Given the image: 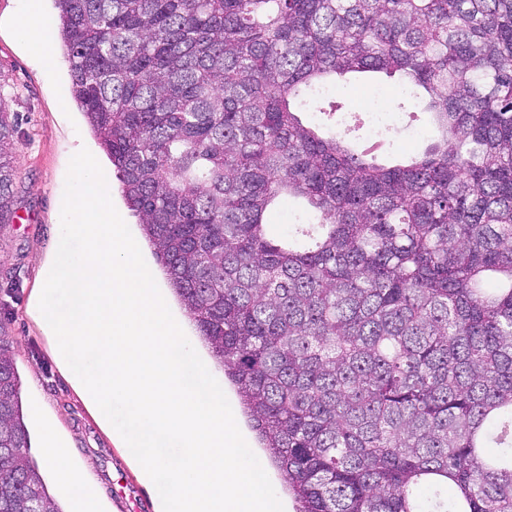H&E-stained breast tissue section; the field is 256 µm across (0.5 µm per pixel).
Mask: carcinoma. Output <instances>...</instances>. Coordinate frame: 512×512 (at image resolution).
Wrapping results in <instances>:
<instances>
[{
	"label": "carcinoma",
	"instance_id": "carcinoma-1",
	"mask_svg": "<svg viewBox=\"0 0 512 512\" xmlns=\"http://www.w3.org/2000/svg\"><path fill=\"white\" fill-rule=\"evenodd\" d=\"M73 95L295 512H512V0H55ZM428 95L406 165L302 122ZM17 114L0 104V224ZM283 197L308 222L266 227ZM0 326V512H64ZM376 75L374 80L350 77L346 81L338 82L336 87L330 88L332 90L327 96L342 107L333 119L321 112H304L301 118L304 122L321 125L323 128L331 127L337 134L359 144L364 139L368 127L369 112L387 113L391 117L392 125L386 122L382 127V136L387 139L386 149L378 155L377 161L384 165L403 163L421 154L436 138L437 132L428 112H412L415 111L412 104H405V107L401 108L402 86L397 77ZM375 88L380 90L376 92ZM340 115L346 119V125L342 127H338L335 122ZM407 123L423 126L426 130L425 138L411 135L406 130Z\"/></svg>",
	"mask_w": 512,
	"mask_h": 512
}]
</instances>
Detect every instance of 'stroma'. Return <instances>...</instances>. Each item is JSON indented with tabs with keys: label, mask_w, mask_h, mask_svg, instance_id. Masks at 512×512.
I'll list each match as a JSON object with an SVG mask.
<instances>
[{
	"label": "stroma",
	"mask_w": 512,
	"mask_h": 512,
	"mask_svg": "<svg viewBox=\"0 0 512 512\" xmlns=\"http://www.w3.org/2000/svg\"><path fill=\"white\" fill-rule=\"evenodd\" d=\"M20 9L21 0H0V83L5 86L9 111L18 115L13 190L15 210L21 217L18 223L0 224V325L12 342L24 419L36 444L40 441V415L53 417L58 433L70 442L72 466L92 462L101 512H155L156 488L138 479L125 448L100 427L73 388L68 371L57 364L52 338L28 312L38 288L37 260L56 240L69 161L80 149H88L108 176L114 206L133 237L142 241L144 235L121 196L115 169L72 98L71 62L66 51L56 47L55 69H43L11 23ZM401 89L398 79L382 74L373 80L353 77L338 82L328 93L340 104L345 126H337L335 120L319 112L303 113L302 119L337 128L339 134L358 144L368 127L369 113L387 114L390 122L382 127L386 149L377 161L399 164L421 154L437 135L429 113L402 104ZM141 252L158 287L169 294L170 286L150 247L143 245ZM168 303L173 316L183 323L189 342L219 381L246 442L257 458L265 460V470L284 512H293L280 474L268 463V453L248 423L234 386L226 380L176 297L169 294Z\"/></svg>",
	"instance_id": "1"
}]
</instances>
